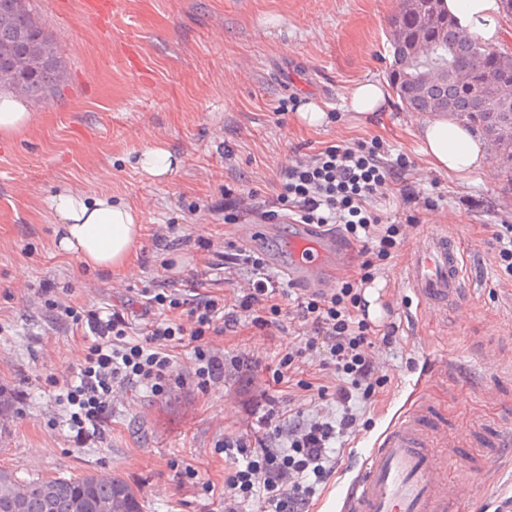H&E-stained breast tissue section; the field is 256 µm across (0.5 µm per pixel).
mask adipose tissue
<instances>
[{
	"mask_svg": "<svg viewBox=\"0 0 512 512\" xmlns=\"http://www.w3.org/2000/svg\"><path fill=\"white\" fill-rule=\"evenodd\" d=\"M444 6L461 29L488 44L501 42L500 0H444ZM347 99L351 111L364 119L377 117L392 103L387 85L377 80L355 83ZM416 135L427 162L448 175L463 177L486 164L487 143L466 123L435 116L421 121ZM49 207L59 222L62 252L91 269L121 271L132 264L141 226L131 206L106 195L67 189L53 194Z\"/></svg>",
	"mask_w": 512,
	"mask_h": 512,
	"instance_id": "1",
	"label": "adipose tissue"
}]
</instances>
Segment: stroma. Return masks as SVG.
Returning a JSON list of instances; mask_svg holds the SVG:
<instances>
[{"mask_svg": "<svg viewBox=\"0 0 512 512\" xmlns=\"http://www.w3.org/2000/svg\"><path fill=\"white\" fill-rule=\"evenodd\" d=\"M86 2L33 0L69 77L53 100L29 103L25 132L0 138V468L22 479L117 473L139 489L145 512H224L225 438L266 413L275 425L292 409L340 416L336 380L321 374L320 356L299 372L280 366L300 342L282 297L271 325L245 317L237 332L206 337V350L224 361L223 380L200 387L197 356L178 348L164 391L128 389L114 399L102 440L77 445L62 397L84 342L52 320L37 289L51 280L57 298L125 307L136 325L143 278L190 277L200 238L257 255L270 274L287 276L295 225L276 219L248 230L228 221L225 190L262 201L292 162L375 140L388 160L405 163L415 191L408 202L371 204L380 218L394 217L398 244L376 262L361 295L378 308L373 324L396 333L375 350L382 380L374 398L353 392L355 430L310 512H332L366 451L420 397L454 446L445 466L465 480L464 512H497L512 497V275L489 227L512 225V178L493 154L462 178L431 169L415 137L420 115L402 104L373 121L349 111L348 88L386 79L393 63L395 0H115L107 32ZM308 101L328 113L326 124L299 123ZM156 146L178 162L161 181L136 163ZM71 188L137 210L143 236L128 271L88 270L60 251L47 200ZM159 229L192 241L160 254ZM436 230L459 243L469 299L433 314L407 285V260Z\"/></svg>", "mask_w": 512, "mask_h": 512, "instance_id": "35a3bbf8", "label": "stroma"}]
</instances>
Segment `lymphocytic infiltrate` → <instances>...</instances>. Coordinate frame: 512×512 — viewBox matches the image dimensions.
I'll use <instances>...</instances> for the list:
<instances>
[{"instance_id": "obj_1", "label": "lymphocytic infiltrate", "mask_w": 512, "mask_h": 512, "mask_svg": "<svg viewBox=\"0 0 512 512\" xmlns=\"http://www.w3.org/2000/svg\"><path fill=\"white\" fill-rule=\"evenodd\" d=\"M386 185L402 200L414 195L403 167L390 164L379 146L332 145L311 161L282 169L276 191L268 200L259 202L252 194L243 193L231 198L228 206L243 219L262 221L280 211L292 223L340 224L362 242L364 254L381 257L395 247L396 227L382 223L369 203ZM250 263L257 277L239 299L237 309L227 310L224 297L209 292L207 278L200 276L189 283L194 295L183 314L152 318L134 340L121 310L104 315L70 301L51 302L56 321L85 327L89 338L83 357L72 368L78 383L66 393L67 421L77 442L103 432L116 389L165 388L174 368L169 355L173 345L185 344L201 353L195 371L200 386L223 379V359L202 353L205 336L233 331L242 310L252 311L254 324L266 326L263 313L281 293L279 282L263 274L260 258H251ZM358 302L348 286L334 293L296 297L301 345L284 357L292 369L308 355L323 354L322 367L337 377L336 401L342 405L352 398L351 384L372 374L374 365L365 352L369 337L380 336L386 343L395 332L394 327L381 330L358 317ZM354 424L355 417L349 412L337 420L302 421L289 427L282 448L263 436L247 433L226 440L224 447L229 452L246 447L251 440L257 450L246 464H233V472L224 482V512H252L258 501L266 504L267 512H309L317 485L334 471L340 454L336 441L346 437Z\"/></svg>"}]
</instances>
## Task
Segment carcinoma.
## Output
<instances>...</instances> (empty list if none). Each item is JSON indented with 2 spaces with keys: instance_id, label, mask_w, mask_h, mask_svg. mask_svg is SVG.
<instances>
[{
  "instance_id": "1",
  "label": "carcinoma",
  "mask_w": 512,
  "mask_h": 512,
  "mask_svg": "<svg viewBox=\"0 0 512 512\" xmlns=\"http://www.w3.org/2000/svg\"><path fill=\"white\" fill-rule=\"evenodd\" d=\"M10 0H0V50L13 44L21 35L27 36L46 51L45 65L27 79L26 96L46 100L65 80V62L52 36L42 27L30 7L22 10L4 9ZM425 26V18L404 10L390 21L389 34L394 44L411 40ZM483 42L466 32L437 46L434 59L448 68V80L423 87L418 69L409 68L410 78L399 95L402 105L410 112H446L477 129L489 124L491 113L512 124V100L504 106L491 95V89L512 87V53L507 49L485 53L478 69L465 83L456 81L455 72L466 67ZM114 502L121 509L142 512L140 492L123 477L95 473L81 478H45L19 480L0 469V512H11L15 505L20 512H103Z\"/></svg>"
}]
</instances>
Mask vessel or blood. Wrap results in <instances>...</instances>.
<instances>
[{
	"instance_id": "obj_1",
	"label": "vessel or blood",
	"mask_w": 512,
	"mask_h": 512,
	"mask_svg": "<svg viewBox=\"0 0 512 512\" xmlns=\"http://www.w3.org/2000/svg\"><path fill=\"white\" fill-rule=\"evenodd\" d=\"M293 279L316 282L326 271L343 265L345 250L334 238L310 224L290 245ZM409 285L419 305L445 310L464 303L462 255L456 242L434 233L414 251ZM459 477L442 471L437 431L426 400L402 413L364 457L349 484L340 512H461Z\"/></svg>"
}]
</instances>
